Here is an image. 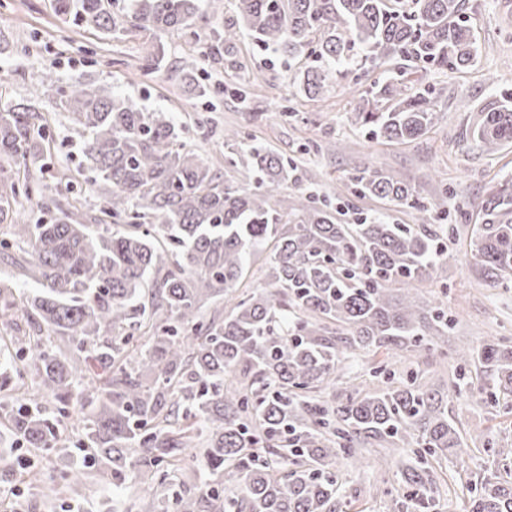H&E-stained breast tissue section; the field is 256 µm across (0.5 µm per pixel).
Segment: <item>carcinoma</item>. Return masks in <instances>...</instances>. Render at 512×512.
Instances as JSON below:
<instances>
[{"mask_svg": "<svg viewBox=\"0 0 512 512\" xmlns=\"http://www.w3.org/2000/svg\"><path fill=\"white\" fill-rule=\"evenodd\" d=\"M54 0L58 17L86 24L105 40L142 36L140 69L160 71L165 37H196L202 0ZM465 0H234L236 21L212 31L211 56H224L243 34L293 61L297 93L323 94L337 75L369 72L379 61L405 60L463 72L478 55L472 28L460 20ZM191 91L212 90L185 61ZM58 106L78 128L85 172L112 186L89 224H76L78 198L49 222L33 224L21 199L43 197L51 137L31 104L0 108V250L40 285L33 293L0 275V317L36 316L45 330L13 336L9 368L0 371V409H10L16 443L38 452L66 447L73 412L84 417V446L103 480L122 485L135 474L152 482L139 512H336L341 484L336 457L370 439L397 441L390 452L426 457L462 451L460 421L448 402L410 373L400 381L372 369L383 389L361 394L345 382L338 406L308 396L340 363L339 345L428 355L448 331L438 297L412 295L443 255V235L368 217L341 223L331 196L279 208L294 163L262 146L248 150L252 188L227 184L180 141L171 113L144 111L103 86L56 84ZM435 89L399 70L372 81L354 123L388 142L406 144L436 123ZM494 154L512 144V99L480 110L472 130ZM355 193L419 213L420 191L393 170L352 177ZM471 242L494 286L512 280V178L478 205ZM270 289L241 296L225 318L201 309L235 287L248 260L264 252ZM151 302H143L145 294ZM143 331V337L135 335ZM486 376L494 400L512 403V344L485 342L460 355L454 392L470 385L467 367ZM200 448L212 486L196 496L175 490L185 451ZM402 498L429 512L431 471L401 469ZM469 512H512V478L492 472L474 486Z\"/></svg>", "mask_w": 512, "mask_h": 512, "instance_id": "carcinoma-1", "label": "carcinoma"}]
</instances>
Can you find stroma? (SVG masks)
<instances>
[{
	"label": "stroma",
	"instance_id": "obj_1",
	"mask_svg": "<svg viewBox=\"0 0 512 512\" xmlns=\"http://www.w3.org/2000/svg\"><path fill=\"white\" fill-rule=\"evenodd\" d=\"M205 21L199 39L167 40L163 68L147 76L139 68L141 38L104 42L100 33L62 22L53 0H0V103L36 104L52 119L51 154L54 167L77 168L81 160L79 137L56 105L53 90L43 82L53 71L61 84L105 85L128 96L147 110L171 112L188 147L213 162L227 183L248 187L254 176L239 157L249 145H263L294 158V180L280 196L283 209L298 207L308 194L339 196L370 215L390 211L384 202L351 193V177L362 169L390 168L415 185L424 203L448 192L446 223L458 234L446 241L444 255L430 279L420 284L419 296L440 295L453 324L440 347L428 357L415 359L401 352L364 349L345 354L334 382L325 384L323 401L344 400L342 380L359 377L364 391H373L370 370L388 366L397 375L417 371L423 382L446 392L456 380V357L462 350L487 340H512V288L489 285L470 247L471 228L480 202L501 179L512 176V146L489 155L472 139L479 111L497 99L512 95V0H466L464 20L475 29L480 55L464 73L427 71L425 81L438 92L439 120L424 137L407 144L377 139L352 124L351 116L369 78L392 71L391 63L373 67L369 76L349 75L331 83L322 96L308 99L297 94L295 71L278 54L242 37L232 61H215L209 54V34L235 18L233 0H205ZM196 58L200 77L211 86H227V94L206 100L189 92L184 81L185 59ZM239 95H232V88ZM214 111H207V104ZM295 108L296 120H284L281 104ZM240 129L241 142L228 141L224 130ZM333 143L335 151L303 152L306 141ZM238 158L237 166L225 157ZM449 414L461 418L464 451L434 462L435 506L432 512H468V483L496 467L485 448L512 445V410L488 396L469 402H450ZM359 462L337 458L342 483L340 512H390L399 494L401 475L396 461L385 457L379 442L358 448ZM85 451L79 434H72L68 454L39 453L26 448L0 452V512H127L133 500L149 498L150 484L130 479L125 486L91 476L78 490H63L46 502L36 484L52 476L62 478L72 465L82 464Z\"/></svg>",
	"mask_w": 512,
	"mask_h": 512
}]
</instances>
